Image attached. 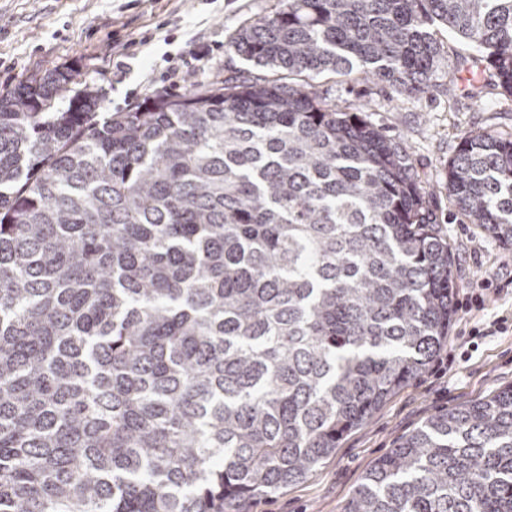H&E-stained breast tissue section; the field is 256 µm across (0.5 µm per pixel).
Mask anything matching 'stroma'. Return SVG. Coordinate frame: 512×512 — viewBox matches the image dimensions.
<instances>
[{
	"label": "stroma",
	"instance_id": "35a3bbf8",
	"mask_svg": "<svg viewBox=\"0 0 512 512\" xmlns=\"http://www.w3.org/2000/svg\"><path fill=\"white\" fill-rule=\"evenodd\" d=\"M278 0H0V94L55 69L75 75L76 88L101 94L102 109L124 112L164 92L252 70L228 45L247 21L271 14ZM440 67L427 89L401 93L358 76L315 78L318 93L361 109L400 142L413 175L439 215L452 257L454 313L448 340L418 378L386 400L306 479L251 501L249 512H345L371 465L441 410L463 407L512 384V329L475 337L465 331L497 316L512 319V246L478 225L459 223L448 197V163L462 139L476 132L512 134V98L488 94L486 66L448 30ZM179 67L170 76L171 67ZM487 291L483 309L467 304Z\"/></svg>",
	"mask_w": 512,
	"mask_h": 512
}]
</instances>
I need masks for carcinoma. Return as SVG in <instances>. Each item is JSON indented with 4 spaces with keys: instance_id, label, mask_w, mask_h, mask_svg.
<instances>
[{
    "instance_id": "1",
    "label": "carcinoma",
    "mask_w": 512,
    "mask_h": 512,
    "mask_svg": "<svg viewBox=\"0 0 512 512\" xmlns=\"http://www.w3.org/2000/svg\"><path fill=\"white\" fill-rule=\"evenodd\" d=\"M512 95V0H280L231 39L277 73L100 116L71 71L0 95V512H248L448 339V242L400 144L319 75L422 89L434 27ZM512 245V135L448 164ZM345 512H512V385L379 458Z\"/></svg>"
}]
</instances>
